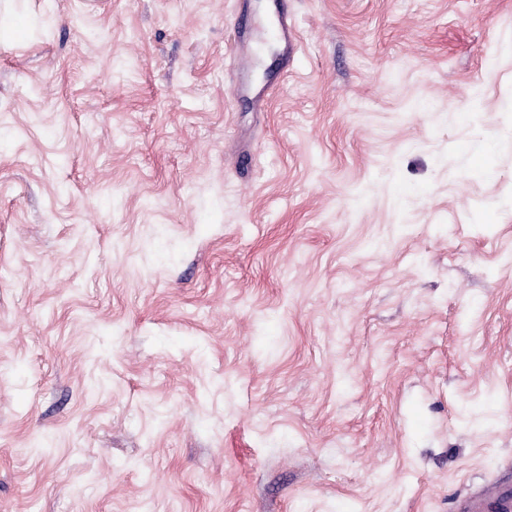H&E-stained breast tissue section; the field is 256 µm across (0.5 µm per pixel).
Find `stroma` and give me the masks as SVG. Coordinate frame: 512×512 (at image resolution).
I'll use <instances>...</instances> for the list:
<instances>
[{"mask_svg":"<svg viewBox=\"0 0 512 512\" xmlns=\"http://www.w3.org/2000/svg\"><path fill=\"white\" fill-rule=\"evenodd\" d=\"M0 0V512H455L512 470V0ZM277 21L272 27L275 39L282 46L283 67L288 68V62L291 60L295 50V30L292 24L291 14L288 12V0H276ZM238 28L241 35H239L236 47L229 53L224 64L231 81L238 78L250 64L251 39L245 24L238 25Z\"/></svg>","mask_w":512,"mask_h":512,"instance_id":"obj_1","label":"stroma"}]
</instances>
